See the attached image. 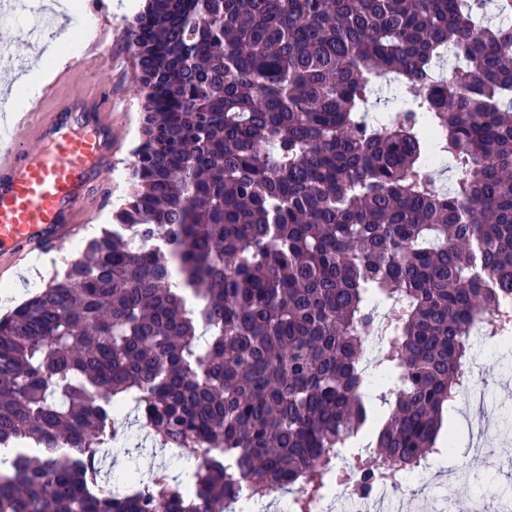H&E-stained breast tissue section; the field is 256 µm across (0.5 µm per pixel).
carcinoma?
<instances>
[{"label":"carcinoma","instance_id":"cac0c4a2","mask_svg":"<svg viewBox=\"0 0 512 512\" xmlns=\"http://www.w3.org/2000/svg\"><path fill=\"white\" fill-rule=\"evenodd\" d=\"M487 10L512 0H147L130 192L0 317V512H225L242 487L310 512L440 451L473 322L512 332V29ZM130 399L135 453L190 448L187 477L113 490Z\"/></svg>","mask_w":512,"mask_h":512}]
</instances>
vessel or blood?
<instances>
[{"label":"vessel or blood","mask_w":512,"mask_h":512,"mask_svg":"<svg viewBox=\"0 0 512 512\" xmlns=\"http://www.w3.org/2000/svg\"><path fill=\"white\" fill-rule=\"evenodd\" d=\"M111 58L112 39L104 28L67 69L86 72ZM57 93V85L47 86L0 127V252L23 256L61 247L90 221L86 200L112 168L111 93L88 80L54 114L48 105ZM33 135L41 142L36 152L28 146Z\"/></svg>","instance_id":"obj_1"}]
</instances>
